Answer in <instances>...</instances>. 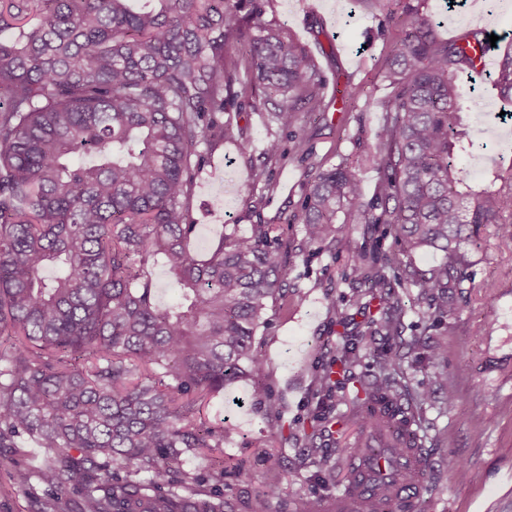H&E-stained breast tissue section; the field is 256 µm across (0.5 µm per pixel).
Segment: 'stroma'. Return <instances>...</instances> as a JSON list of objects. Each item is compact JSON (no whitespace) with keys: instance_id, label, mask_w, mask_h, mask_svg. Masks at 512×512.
Masks as SVG:
<instances>
[{"instance_id":"35a3bbf8","label":"stroma","mask_w":512,"mask_h":512,"mask_svg":"<svg viewBox=\"0 0 512 512\" xmlns=\"http://www.w3.org/2000/svg\"><path fill=\"white\" fill-rule=\"evenodd\" d=\"M415 5L434 15L442 39L496 35L495 47L484 58V76H464L466 85L476 88L469 131L481 148L461 163L477 172L494 166L498 155L512 158V101H505L487 78L512 51V0H426L422 5L417 0H266L265 19L281 24L321 71L328 110L319 121L300 113L294 126L281 128L256 111L251 74L237 66L239 96L228 113L252 149L244 154L237 142L225 141L203 168L193 201L194 252L206 255L228 224L245 232L254 224L284 223L299 211L311 176L343 162L356 166L364 200L375 199L376 132L385 114L367 102L386 94L382 73ZM336 85L345 92L337 102L331 97ZM271 136L288 150L286 160H265ZM300 137L309 142L308 154L293 151ZM256 166L265 169V181L257 186L250 179ZM342 233L355 248L399 254L403 265L421 274L439 260L430 250L403 252L396 233L381 224H346ZM481 234L486 241L471 256V283L450 295V315L430 324L422 290L412 287L406 291L400 334L380 336L372 326L377 303H348L357 283L346 255L326 244L316 253H302L301 227L289 226L280 248L288 310L267 311L256 338L267 362L264 385L278 406L283 433L269 435L266 407L253 397L246 379L226 386L205 412L213 425L230 432L224 441L228 497L272 484L288 501L316 499L326 505L343 492L351 456L362 455L374 436L352 417L349 404L319 414L316 377L344 337L359 336L367 350L401 357L413 386L432 394L418 429L428 491L415 512H512V254L488 243L489 228ZM436 345L444 353L440 369L457 384L451 406L434 382L435 370L419 359ZM311 423L315 439L308 442L303 430ZM312 446L339 457L335 478L317 481L308 466ZM42 455L26 438L18 447L0 448V512H38L46 486L34 477L28 488H20L15 471L38 466ZM461 469L466 472L462 479L457 476Z\"/></svg>"}]
</instances>
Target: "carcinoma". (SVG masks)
<instances>
[{
    "label": "carcinoma",
    "instance_id": "cac0c4a2",
    "mask_svg": "<svg viewBox=\"0 0 512 512\" xmlns=\"http://www.w3.org/2000/svg\"><path fill=\"white\" fill-rule=\"evenodd\" d=\"M0 7V448L28 437L44 449L39 478L51 494L40 512L80 493V512H273L276 488L235 503L224 497L227 468L208 488L186 470L190 455L224 447L225 430L203 410L241 378L278 407L263 380L255 336L269 305L288 300L281 226L233 228L206 257L191 252L196 179L213 143L235 138L224 120L238 96L226 53L242 49L259 108L291 127L297 113L325 111L323 76L304 47L266 21L264 0H6ZM385 73L379 101L380 174L374 202L362 199L356 168L318 172L301 210L300 247L341 244L345 224H391L403 250H435L429 275L400 277L430 296L433 318L470 280L478 230L494 225L512 253V163L478 183L456 165L474 147L462 113L463 74L487 41H445L431 17L411 12ZM493 83L512 97V55ZM353 296L379 302L375 332L398 334L405 313L386 270L398 255L344 249ZM176 300L157 301L156 267ZM350 337L318 375L320 407L350 402L372 429L370 453L394 458L413 440L428 394L410 392L406 369L371 357L354 398L341 377L367 353ZM322 476L336 462L309 449ZM362 512H395L379 483Z\"/></svg>",
    "mask_w": 512,
    "mask_h": 512
}]
</instances>
